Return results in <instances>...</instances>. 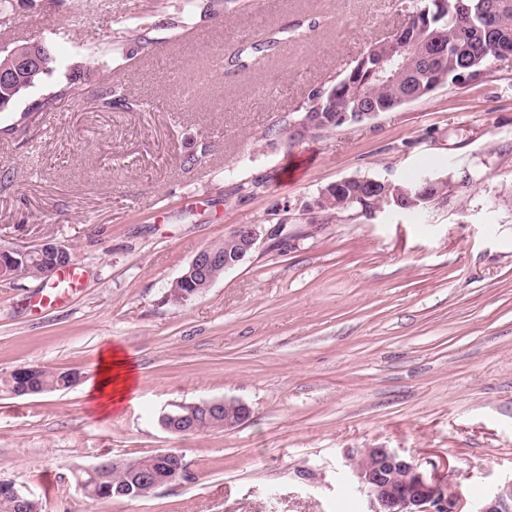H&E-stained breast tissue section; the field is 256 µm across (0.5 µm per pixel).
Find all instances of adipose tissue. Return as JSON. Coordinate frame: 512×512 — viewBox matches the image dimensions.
Here are the masks:
<instances>
[{
    "label": "adipose tissue",
    "instance_id": "obj_1",
    "mask_svg": "<svg viewBox=\"0 0 512 512\" xmlns=\"http://www.w3.org/2000/svg\"><path fill=\"white\" fill-rule=\"evenodd\" d=\"M86 392L102 413L119 410L125 401L134 400L137 376L132 361L121 349L107 348L99 357L97 378L87 385Z\"/></svg>",
    "mask_w": 512,
    "mask_h": 512
}]
</instances>
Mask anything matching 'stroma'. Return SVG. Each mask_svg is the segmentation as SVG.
<instances>
[{"instance_id": "35a3bbf8", "label": "stroma", "mask_w": 512, "mask_h": 512, "mask_svg": "<svg viewBox=\"0 0 512 512\" xmlns=\"http://www.w3.org/2000/svg\"><path fill=\"white\" fill-rule=\"evenodd\" d=\"M196 0L194 28H166L180 0H12L0 47L45 41L66 58L0 112V245H66L85 285L36 313L43 280L0 283V377L74 371L66 390L0 393V480L42 512H369L346 454L392 448L476 512L512 479V54L378 117L269 145L308 91L350 69L404 20L402 0ZM151 28L132 31L137 14ZM298 45L255 71L209 75L273 28ZM62 26L64 37L51 35ZM120 52L111 74L93 52ZM130 107H102L112 79ZM69 98L43 109L46 98ZM201 163L187 170L185 155ZM459 184L447 201L375 218L308 213L352 178L420 173ZM287 218V241L253 253L176 305L165 293L202 247L239 224ZM124 348L140 380L120 412L85 388L100 352ZM246 403L235 429L187 436L162 414ZM180 451L184 478L102 504L79 472Z\"/></svg>"}]
</instances>
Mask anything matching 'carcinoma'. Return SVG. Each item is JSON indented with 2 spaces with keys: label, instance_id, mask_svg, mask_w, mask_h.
<instances>
[{
  "label": "carcinoma",
  "instance_id": "obj_1",
  "mask_svg": "<svg viewBox=\"0 0 512 512\" xmlns=\"http://www.w3.org/2000/svg\"><path fill=\"white\" fill-rule=\"evenodd\" d=\"M405 25L416 32L426 45L432 59L410 57L400 60L401 67L393 79H378L375 64L381 58L395 51V45L388 38L371 43L355 64L340 78L327 85L311 89L307 101L295 109L297 115L288 120V127L271 126L265 136L292 140L302 133H293L299 122L310 112L320 113V129L328 132L336 129L333 120L338 112H361L365 109L388 112L403 105L402 97L414 94L422 98L439 85L466 76L478 79L483 75L487 61L496 56L512 53V0H405ZM194 13V0H183L179 15L169 19L168 26L181 31L190 27ZM296 24L293 28L274 30L251 42L227 58L225 65L241 69L255 68L267 59L277 55L288 43L300 40ZM65 62L47 57L45 70L31 75L26 83L35 87L55 67ZM103 105L111 109L126 108L129 105L125 89L118 83L102 95ZM424 176L391 182L388 195L378 198V205L387 208L394 200V194L411 193L405 210H416L425 201L416 197L423 188ZM320 212L340 213L362 209L363 200H372L368 185L360 178L344 183L332 184L319 194ZM79 380L72 371H55L39 368L25 378L30 394L39 395L66 389ZM108 468L91 476H81L83 493L98 502L106 503L117 497L120 486L129 487L125 498L136 500L151 495L155 486L135 482L124 464L112 465V459L104 458ZM0 512H42L40 503L27 507L0 492Z\"/></svg>",
  "mask_w": 512,
  "mask_h": 512
}]
</instances>
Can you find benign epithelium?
<instances>
[{"label": "benign epithelium", "mask_w": 512, "mask_h": 512, "mask_svg": "<svg viewBox=\"0 0 512 512\" xmlns=\"http://www.w3.org/2000/svg\"><path fill=\"white\" fill-rule=\"evenodd\" d=\"M396 52L377 63V73L389 80L399 70L400 58L425 52L424 45L408 27L402 26L391 34ZM44 56L31 48L27 53L16 55L11 63L0 69V87L13 94L24 86L26 74L43 69ZM271 229L264 224L242 225L229 233L236 249L220 255L208 247L201 248L188 266L175 279L180 283L192 278L199 286L192 292L197 296L217 280L210 275L211 269L221 268L226 272L243 263L261 245L269 242ZM44 264V274L49 276L58 268L71 262L68 248L56 241L42 240L25 247H0V282L11 283L23 278L28 260ZM201 406L224 409V420L215 421L218 429L230 428L245 421L249 407L234 399L204 401ZM162 427L177 435L192 433V427L180 421V416L168 412L162 415ZM161 456L171 459L169 480L185 475L187 463L184 455L168 450ZM346 466L352 481L367 493L371 512H460L457 501L434 478L421 468L413 458L400 455L392 448H358L346 456ZM479 512H512V479L499 486Z\"/></svg>", "instance_id": "7a95c632"}]
</instances>
